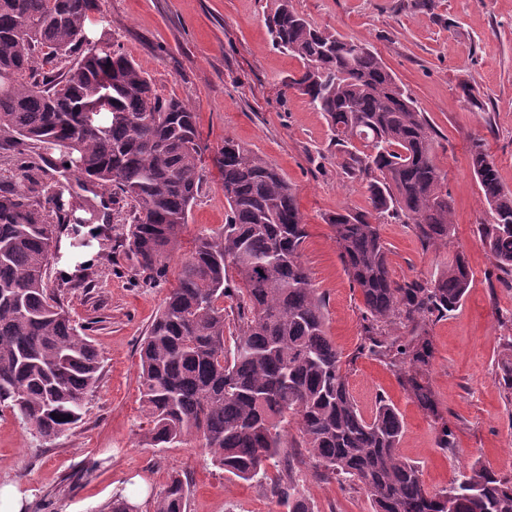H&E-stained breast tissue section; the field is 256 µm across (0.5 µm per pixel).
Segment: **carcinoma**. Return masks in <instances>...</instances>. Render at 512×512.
Returning <instances> with one entry per match:
<instances>
[{
    "label": "carcinoma",
    "instance_id": "carcinoma-1",
    "mask_svg": "<svg viewBox=\"0 0 512 512\" xmlns=\"http://www.w3.org/2000/svg\"><path fill=\"white\" fill-rule=\"evenodd\" d=\"M98 0H0V403L46 442L82 418L102 360L50 286V240L79 223L92 200L65 198L62 168L85 192L110 187L128 201L126 243L139 269L166 279L203 181L196 112L159 97L148 72L119 45L102 58L83 41ZM273 44L301 63L289 87L308 96L334 132L347 174L365 182L368 205L327 217L340 258L362 297L359 353L384 362L436 422V445L453 434L424 379L433 352L430 318L462 303L473 275L463 254L426 283L399 282L379 224L404 217L425 247L448 245L454 200L433 157L434 131L370 45L313 26L291 0L266 15ZM58 68L45 69L51 62ZM117 81L109 108L88 127L83 111L102 79ZM51 147L69 163L56 164ZM229 211L194 240L175 284L139 346L148 428L142 442L196 441L212 463L243 481L267 478L272 460L359 486L372 512H512V477L478 459L448 488L429 490L398 448L403 420L379 398L367 418L351 395L347 362L327 332L324 302L302 261L308 236L295 190L277 165L224 137L217 159ZM470 165L492 222L480 244L512 272V192L482 139ZM235 301L233 320L224 299ZM398 320L411 338H389ZM499 382L512 395V337L503 338ZM294 419L289 440L283 423ZM287 512H314L293 475L271 483ZM189 485L167 481L154 512H187Z\"/></svg>",
    "mask_w": 512,
    "mask_h": 512
}]
</instances>
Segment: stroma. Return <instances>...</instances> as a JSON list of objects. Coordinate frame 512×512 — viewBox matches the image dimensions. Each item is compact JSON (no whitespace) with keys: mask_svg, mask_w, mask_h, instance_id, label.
<instances>
[{"mask_svg":"<svg viewBox=\"0 0 512 512\" xmlns=\"http://www.w3.org/2000/svg\"><path fill=\"white\" fill-rule=\"evenodd\" d=\"M313 25L367 42L413 97L435 131L434 158L454 199L455 233L447 246L424 248L403 218L381 234L392 277L426 282L464 253L473 286L462 305L430 321L434 356L426 378L454 432V451L436 446L434 421L370 355H356L363 305L340 257L329 214L364 208L367 193L350 177L322 113L289 88L297 58L274 46L264 17L272 0H101L88 24L107 34L150 74L159 96L197 112L206 151L201 189L184 233L185 246L224 225L228 206L215 159L225 137L276 164L295 187L308 237L302 260L324 300L330 336L351 362L348 387L364 414L379 398L399 411V452L416 463L430 490L447 488L459 470L482 459L512 475V398L498 382L500 342L512 336V273L498 269L478 241L488 208L469 163L473 139H484L505 190L512 192V0H292ZM481 100L473 107L461 87ZM105 218L60 232L50 282L102 355V373L81 421L54 443L33 437L0 406V485L16 487L26 512H109L127 483L141 478L153 512L169 477L190 485L187 512H287L269 488L225 474L196 443L147 448L140 437L137 347L169 283L150 282L122 247L128 206L105 195ZM294 477L317 512H371L363 490L323 480L301 466Z\"/></svg>","mask_w":512,"mask_h":512,"instance_id":"obj_1","label":"stroma"}]
</instances>
